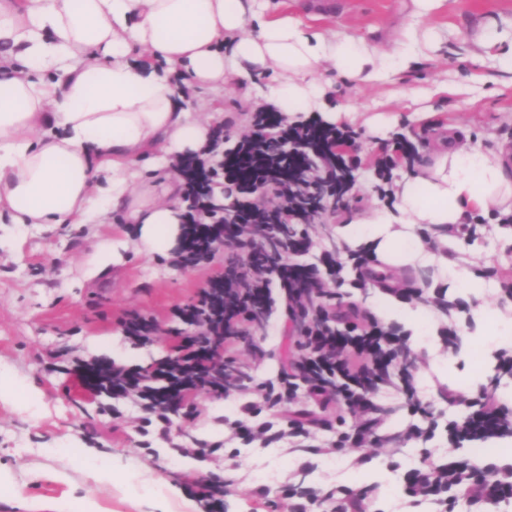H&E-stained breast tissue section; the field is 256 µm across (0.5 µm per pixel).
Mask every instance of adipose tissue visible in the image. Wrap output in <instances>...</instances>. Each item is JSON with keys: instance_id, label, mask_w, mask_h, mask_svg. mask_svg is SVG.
<instances>
[{"instance_id": "adipose-tissue-1", "label": "adipose tissue", "mask_w": 512, "mask_h": 512, "mask_svg": "<svg viewBox=\"0 0 512 512\" xmlns=\"http://www.w3.org/2000/svg\"><path fill=\"white\" fill-rule=\"evenodd\" d=\"M420 55L414 33L381 53L303 30L258 0H0V224H89L114 212L147 254L167 255L182 236L178 186L154 189L145 173L201 151L222 122L193 112L182 86L218 93L228 77L269 73L264 103L332 122L318 71L373 81ZM395 196L396 212L344 225L345 239L372 243L383 267L431 265L458 279L409 229L512 216V154L444 134Z\"/></svg>"}]
</instances>
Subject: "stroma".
<instances>
[{"instance_id":"35a3bbf8","label":"stroma","mask_w":512,"mask_h":512,"mask_svg":"<svg viewBox=\"0 0 512 512\" xmlns=\"http://www.w3.org/2000/svg\"><path fill=\"white\" fill-rule=\"evenodd\" d=\"M271 2L302 28L361 39L383 52L409 27L430 38L417 64L387 79L363 83L333 70L323 73L329 109L357 111L350 123L358 135L356 184L347 207L324 212L311 229L313 247L291 255V262L318 268L323 254L347 258L355 247L343 239L341 226L390 208L378 196L374 170L393 135L415 144L419 162L436 129L446 125L466 131L480 149L512 150V74L493 67V51L484 45L489 29L512 30V0H442L422 18L414 17L412 0H342L333 11L315 7L314 0ZM252 82L247 88L230 79L221 95L191 88L186 97L197 112L217 100L224 133L235 142L252 131L255 108L246 94L266 91L272 79L266 73ZM473 221L476 231L449 237L448 258L483 276L481 298L468 296L428 266L399 277V307L387 312L359 271L349 267L343 273L339 288L346 303L409 335L416 382L431 399L435 418L428 442L398 444L397 435L425 420L382 393L387 437L368 447L361 465L351 448L312 456L273 445L245 455L239 440L231 443L238 455L228 462L223 448L228 423L239 417L237 401L199 395L189 409L172 414L164 434L159 425H144L131 402L91 396L63 373L75 358L135 367L169 355L171 332L193 331L175 317V309L194 302L225 272L227 258L237 252L235 242L219 245L209 263L185 267L137 252L132 225L112 213L95 224H0V512H82L87 504L93 512H201L186 486L208 474L227 485L224 512H287L284 490L290 484L322 492L361 488L384 499L391 489L376 476L378 466L393 465L402 476L411 455L469 456L465 447L446 449L448 424L464 409L439 393L450 388L474 395L480 386L467 380L469 352L447 349L445 329L451 322L464 327L468 312L478 308H512L506 293L512 286V230L492 215L478 214ZM112 241L121 246L119 257L101 266L102 247ZM441 294L455 303L453 316L436 310L433 300ZM409 308L426 310V339L414 336L405 316ZM135 314L154 323V342L141 346L126 339L123 322ZM258 338L272 352L259 378H276L299 361L297 328L284 302H277ZM93 339L111 342V353L91 349ZM21 391L32 395L33 407L18 404ZM101 467L111 471L110 480L93 478V469ZM259 486L267 487V495L256 494Z\"/></svg>"}]
</instances>
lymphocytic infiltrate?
Returning <instances> with one entry per match:
<instances>
[{
    "mask_svg": "<svg viewBox=\"0 0 512 512\" xmlns=\"http://www.w3.org/2000/svg\"><path fill=\"white\" fill-rule=\"evenodd\" d=\"M339 145L355 144V132L312 118L306 121L288 120L276 109L268 108L255 115V130L244 144V158L248 172H241L236 156L213 160L224 141L223 130H215L208 150L176 157L172 169L182 182V214L184 245L177 256L178 263L202 262L214 256L219 237L211 235L210 226L216 225V212L210 205L215 194L224 198H239L250 186L261 189L260 196L244 206L248 220L246 237L237 238L239 250L237 265L224 274V300L215 307L211 289H203L195 302L176 309V317L197 329L196 335L179 333L171 338V352L163 360L146 366L125 367L109 364L101 367L98 359L79 360L72 368L86 388H111L113 399H127L146 417L169 423V403L177 397L194 398L206 393L212 399L237 398L240 420L232 428L236 438L253 439L260 447L292 445L305 448L312 455L333 453L340 449L338 436L317 441L313 432L317 418L306 415L285 421L282 426L260 421L265 411H276L282 406L295 405L300 397L322 404L327 396H336L349 410L363 411L367 420L357 438L358 448H365L380 438L383 424L375 403L383 389L399 395L411 410L429 413L430 402L424 401L410 369L414 351L407 335L394 327L371 323L365 328L336 326V311L344 305L343 297L335 289L321 291L318 296L306 298L294 290L296 267L285 262H269L261 257L268 239L261 223L264 218L263 199L273 195L292 201L307 191L306 185H290L274 178L269 163L283 168L305 166L308 183L329 179L332 172L352 170L351 157L320 151L319 155L301 164L298 147L312 139ZM280 283L288 297V312L296 317L316 310L300 335L304 360L296 371L280 372L276 380H258L236 362L234 349L249 346L255 361H262L264 350L256 345L250 334L259 306H273V283ZM223 324L222 366L211 362L212 349L206 336L212 325ZM449 404L466 406V414L448 425V442L458 446L464 442H497L512 436V408L500 403L492 391L469 396L456 390L445 392ZM447 485L460 492L471 488L467 466L450 462L438 464L422 460L409 475L404 497L396 505V512H406L410 499L417 491Z\"/></svg>",
    "mask_w": 512,
    "mask_h": 512,
    "instance_id": "lymphocytic-infiltrate-1",
    "label": "lymphocytic infiltrate"
}]
</instances>
